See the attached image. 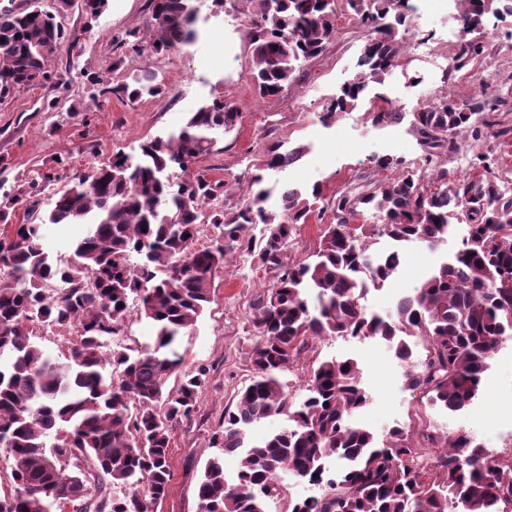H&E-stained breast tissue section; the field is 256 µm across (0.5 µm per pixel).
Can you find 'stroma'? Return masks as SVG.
Instances as JSON below:
<instances>
[{
    "label": "stroma",
    "instance_id": "35a3bbf8",
    "mask_svg": "<svg viewBox=\"0 0 512 512\" xmlns=\"http://www.w3.org/2000/svg\"><path fill=\"white\" fill-rule=\"evenodd\" d=\"M420 12L404 33L406 49L400 65L387 79L383 91L392 109L409 112L431 101L444 90L455 98L473 96L477 76L486 77L491 95H505L507 103L497 114L502 125L512 126V25L489 31L483 55L455 72L451 83L442 79L450 61L448 0H412ZM198 40L166 54L150 51L154 38L148 23L147 0H108L98 18L80 7H71L60 20L79 38L74 52H60L50 70L68 83L65 94L49 84L14 92L0 102V184L12 188L39 174L53 172L66 177L87 172L107 162L113 153L136 155L143 140L164 137L181 127L189 112L222 96L235 101L242 117L234 130L221 138L213 153L201 156L196 169L210 179L229 183L254 172L268 143L284 149L300 148L301 158L281 172H267L265 185L285 184L308 189L320 185L325 196L361 185L363 179L387 180L393 170L374 168V157L386 154L417 162L421 151L407 123L379 129L373 126L368 106L340 114L331 123L320 117L337 86L354 70L368 33L351 10L339 11L337 36L320 56L302 63L288 92L258 99L249 81L251 57L248 16L250 0H237L220 16L210 12V0H195ZM135 33L142 56L127 55L123 43ZM150 68L164 78L161 94L131 102L115 95L88 102L87 77L94 74L118 84L134 71ZM420 77L410 86L411 77ZM60 97L61 111L46 112L42 104ZM80 112L68 117L67 108ZM490 156L494 175L512 183V139L482 136L467 140L450 156L447 167L460 176H479L477 154ZM464 225L440 246L414 242L404 245L405 258L392 280L382 289H369L363 299L368 312L391 320L399 298L412 293L421 279L459 248ZM268 281L267 274L250 259L234 257L226 271L217 273L211 300L196 326L179 339L184 370L206 367L208 379L192 419L174 425L171 446V482L167 497L156 512H197L196 489L206 462L217 455L212 436L224 407L253 375L247 353L256 338L250 323L251 303ZM319 358L354 359L370 402L356 420L376 438L405 423L417 400L406 384L407 366L385 341H359L326 336L317 343ZM427 421L441 431L462 429L493 452L512 450L505 441L512 432V336L504 337L489 361L478 395L463 412L450 414L434 406L421 407Z\"/></svg>",
    "mask_w": 512,
    "mask_h": 512
}]
</instances>
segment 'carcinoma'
Instances as JSON below:
<instances>
[{"label":"carcinoma","mask_w":512,"mask_h":512,"mask_svg":"<svg viewBox=\"0 0 512 512\" xmlns=\"http://www.w3.org/2000/svg\"><path fill=\"white\" fill-rule=\"evenodd\" d=\"M250 17L255 93L270 99L287 92L296 64L324 53L337 34L338 0H257ZM370 29L356 73L330 98L324 122L352 112L399 66L406 24L402 0H343ZM73 0L51 9L0 7V100L51 80L49 61L76 42L56 17ZM155 53L194 42L191 0H148ZM462 22L461 51L453 73L485 51L491 21L512 18V0H455ZM88 98L110 93L139 100L161 93L155 72L130 74L114 87L87 78ZM479 84L478 95L459 102L446 94L410 113L372 109V125L384 128L409 118L422 151L421 165L397 156L371 159L398 176L370 190L325 198L287 188L279 209L267 207L264 172L286 168L300 151L271 143L247 181V200L236 209L212 207L217 234L199 245L204 205L227 193L191 165L214 151L241 116L220 96L189 113L176 133L139 145L89 173L76 174L52 194L41 222L14 223L23 197L35 198L57 180L45 173L24 189L0 194V457L7 463L0 512H54L70 497L81 512H155L169 492L173 423L197 412L206 383L200 369L167 389L183 359L174 348L211 299L216 273L235 255L258 261L269 284L255 300L251 323L257 340L248 352L251 383L224 407L213 446L239 457L235 480L224 462L207 461L197 499L208 512H264L267 499L283 496L286 471L321 493L288 500V512H512V453L484 448L463 430L440 433L422 412L395 426L381 441L354 422L368 405L361 371L352 359H310L324 336L376 338L395 343L407 362V387L419 399L458 412L477 396L487 360L512 333V195L498 177L457 176L444 158L460 150L476 130L474 115L500 139L512 135L491 119L501 100ZM333 214L311 258L291 254V234L306 223L313 204ZM370 213L373 224L354 219ZM468 233L453 258L401 298L396 319L367 313L368 286L381 289L402 264L395 248L369 254L372 240L436 246L455 224ZM43 224H88V234L66 258L52 259L41 246ZM261 224L264 231L251 233ZM139 263H131L133 257ZM156 327L155 341L140 349L112 346L130 313ZM52 326L68 337L64 359L47 356L37 329ZM422 340L412 350L398 334ZM303 364L308 396L294 404L282 373ZM285 414L288 427L252 444L250 430ZM343 466L330 474L324 459Z\"/></svg>","instance_id":"carcinoma-1"}]
</instances>
